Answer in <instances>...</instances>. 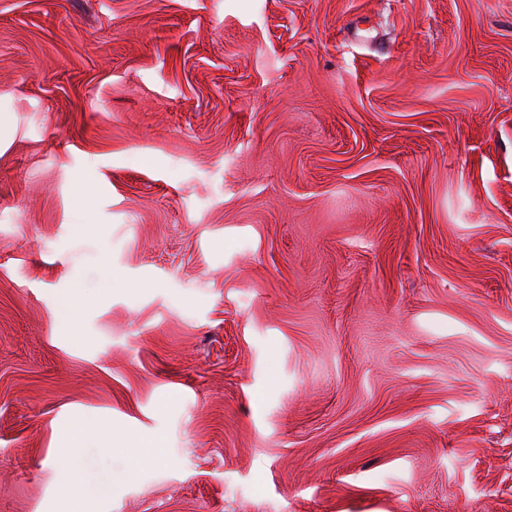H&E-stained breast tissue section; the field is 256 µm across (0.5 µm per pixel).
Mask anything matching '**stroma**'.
Wrapping results in <instances>:
<instances>
[{"mask_svg": "<svg viewBox=\"0 0 512 512\" xmlns=\"http://www.w3.org/2000/svg\"><path fill=\"white\" fill-rule=\"evenodd\" d=\"M88 417L89 512H512V0H0V512Z\"/></svg>", "mask_w": 512, "mask_h": 512, "instance_id": "35a3bbf8", "label": "stroma"}]
</instances>
